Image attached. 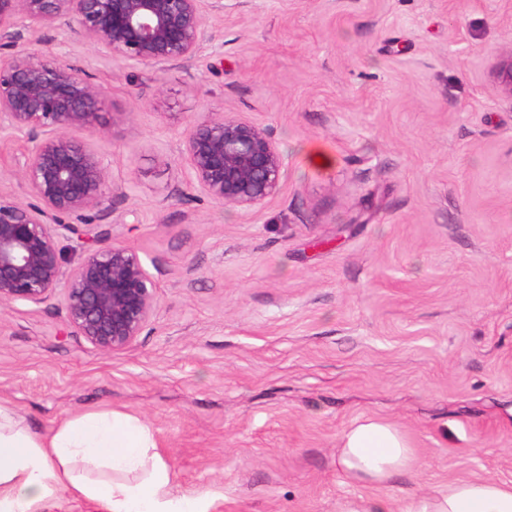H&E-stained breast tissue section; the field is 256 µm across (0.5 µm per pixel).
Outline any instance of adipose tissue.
Returning a JSON list of instances; mask_svg holds the SVG:
<instances>
[{
  "label": "adipose tissue",
  "mask_w": 512,
  "mask_h": 512,
  "mask_svg": "<svg viewBox=\"0 0 512 512\" xmlns=\"http://www.w3.org/2000/svg\"><path fill=\"white\" fill-rule=\"evenodd\" d=\"M336 463L346 479L375 490L340 512H512V482L488 477L448 481L395 510L378 490L416 457L402 429L383 419L346 427ZM63 496L94 512H207L203 498L176 488L158 436L140 417L93 411L39 432L0 403V512H52Z\"/></svg>",
  "instance_id": "ef3b65f1"
}]
</instances>
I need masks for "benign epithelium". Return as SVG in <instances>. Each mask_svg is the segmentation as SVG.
<instances>
[{
  "label": "benign epithelium",
  "instance_id": "1",
  "mask_svg": "<svg viewBox=\"0 0 512 512\" xmlns=\"http://www.w3.org/2000/svg\"><path fill=\"white\" fill-rule=\"evenodd\" d=\"M224 0H0V130L23 133L15 175L32 201L0 194V303L40 304L63 291L67 325L104 352L129 348L154 315V277L133 248H90L63 271L60 239L109 215L118 193L92 142L106 89L62 57L22 47L23 33L67 28L95 51L129 65L176 67L203 56L208 19ZM512 100V51L491 66ZM182 160L189 181L214 203L258 208L280 192L286 159L271 133L234 113L204 117L188 131Z\"/></svg>",
  "mask_w": 512,
  "mask_h": 512
}]
</instances>
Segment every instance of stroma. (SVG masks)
Instances as JSON below:
<instances>
[{
	"label": "stroma",
	"instance_id": "1",
	"mask_svg": "<svg viewBox=\"0 0 512 512\" xmlns=\"http://www.w3.org/2000/svg\"><path fill=\"white\" fill-rule=\"evenodd\" d=\"M179 67L127 66L69 31L33 47L104 84L103 222L156 283L149 324L104 352L61 294L0 305V402L33 429L92 410L145 419L208 512H339L342 430L400 425L395 507L461 477L512 481V0H242ZM235 113L286 158L280 193L222 207L191 186V124ZM22 133H0V193ZM323 152L329 165L314 163ZM491 74L499 94L512 101V51L494 61Z\"/></svg>",
	"mask_w": 512,
	"mask_h": 512
}]
</instances>
